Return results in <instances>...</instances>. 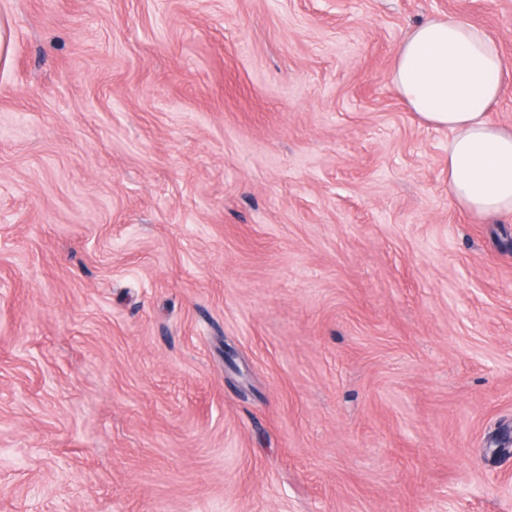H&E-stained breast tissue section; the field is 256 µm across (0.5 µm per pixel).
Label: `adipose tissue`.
Masks as SVG:
<instances>
[{
    "mask_svg": "<svg viewBox=\"0 0 512 512\" xmlns=\"http://www.w3.org/2000/svg\"><path fill=\"white\" fill-rule=\"evenodd\" d=\"M502 73L495 43L466 21L446 17L411 27L390 72L410 109L450 131L448 194L483 218L512 215V129L487 118L506 92Z\"/></svg>",
    "mask_w": 512,
    "mask_h": 512,
    "instance_id": "ef3b65f1",
    "label": "adipose tissue"
}]
</instances>
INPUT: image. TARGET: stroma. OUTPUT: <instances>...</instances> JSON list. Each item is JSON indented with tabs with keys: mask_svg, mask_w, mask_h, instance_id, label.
I'll return each instance as SVG.
<instances>
[{
	"mask_svg": "<svg viewBox=\"0 0 512 512\" xmlns=\"http://www.w3.org/2000/svg\"><path fill=\"white\" fill-rule=\"evenodd\" d=\"M512 0H0V512H512V217L388 75Z\"/></svg>",
	"mask_w": 512,
	"mask_h": 512,
	"instance_id": "stroma-1",
	"label": "stroma"
}]
</instances>
